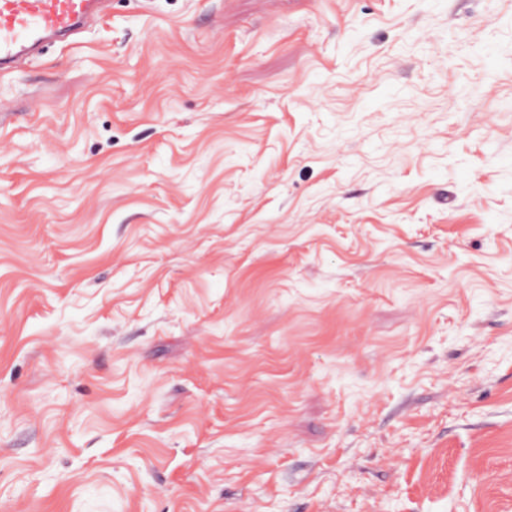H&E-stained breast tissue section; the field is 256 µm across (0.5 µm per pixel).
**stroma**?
<instances>
[{"mask_svg": "<svg viewBox=\"0 0 512 512\" xmlns=\"http://www.w3.org/2000/svg\"><path fill=\"white\" fill-rule=\"evenodd\" d=\"M0 100V512H512V0H111Z\"/></svg>", "mask_w": 512, "mask_h": 512, "instance_id": "obj_1", "label": "stroma"}]
</instances>
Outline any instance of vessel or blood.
<instances>
[{
    "label": "vessel or blood",
    "instance_id": "obj_1",
    "mask_svg": "<svg viewBox=\"0 0 512 512\" xmlns=\"http://www.w3.org/2000/svg\"><path fill=\"white\" fill-rule=\"evenodd\" d=\"M105 0H0V74L51 43L72 44L105 16Z\"/></svg>",
    "mask_w": 512,
    "mask_h": 512
}]
</instances>
